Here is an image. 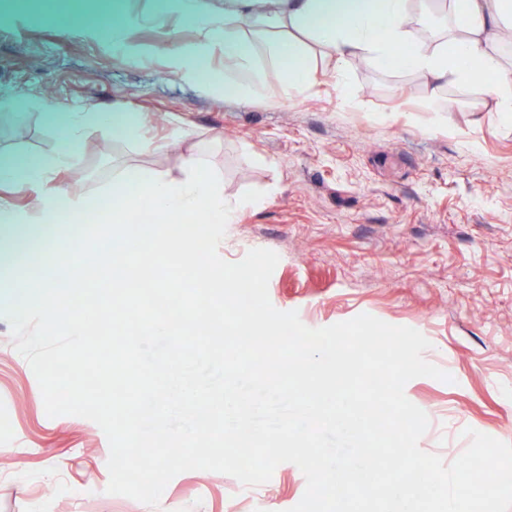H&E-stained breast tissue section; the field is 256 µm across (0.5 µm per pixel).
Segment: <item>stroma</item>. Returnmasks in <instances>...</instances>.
Wrapping results in <instances>:
<instances>
[{
	"mask_svg": "<svg viewBox=\"0 0 512 512\" xmlns=\"http://www.w3.org/2000/svg\"><path fill=\"white\" fill-rule=\"evenodd\" d=\"M158 3L0 0V163L22 168L55 150L46 100L122 105L157 151H140L115 123L88 131L56 175L66 193L99 197L118 174L175 175L184 156L201 155L225 197L255 201L218 253L236 262L253 248L275 251V308L313 329L366 313L430 341L423 357L448 380L418 377L404 389L429 418L423 451L452 463L470 443L467 428L512 444V117L483 94L485 75L443 87L433 112L419 73L365 56L339 73L319 57L306 95L285 105L272 78L261 95L227 98L208 78L171 72L166 27H129L147 57L117 55L80 32ZM51 233L82 240L88 227L33 224L0 238L11 263L0 277V512H289L306 488L292 463L253 487L186 471L154 509L107 493L105 433L85 418L46 415L5 317L31 275L19 256Z\"/></svg>",
	"mask_w": 512,
	"mask_h": 512,
	"instance_id": "35a3bbf8",
	"label": "stroma"
}]
</instances>
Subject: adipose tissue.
Here are the masks:
<instances>
[{
  "label": "adipose tissue",
  "instance_id": "ef3b65f1",
  "mask_svg": "<svg viewBox=\"0 0 512 512\" xmlns=\"http://www.w3.org/2000/svg\"><path fill=\"white\" fill-rule=\"evenodd\" d=\"M170 9L196 31V45L183 47L170 43L165 51L169 66L188 78L208 75L228 97L261 94L268 75H275L284 101L303 98L311 80L310 56L304 43L312 38L327 54L344 66L349 58L366 55L390 67L423 74L428 98L436 100L446 84L468 86L476 72L490 74L483 93L497 111L512 116V81L499 75V61L488 49V42L501 23L512 21V0H439L437 10L449 18L446 40L434 47L421 42L407 19L424 9L423 0H224V12L212 14L203 0H172ZM221 58L224 67L212 71L210 62ZM44 109L56 122L59 134L54 156L25 169L0 164V184L22 180L36 188L45 199L39 213L19 212L0 203V228L18 224H63L70 216L96 206L95 200L66 194L55 184L52 174L67 165L83 143L85 131L103 127L110 113L86 106L45 103ZM180 177L165 174L118 175L112 182V254L101 263L114 277L125 280L129 274L114 262L124 255L126 237L135 236L148 244L156 243L159 224H233L251 202L246 198L227 199L223 179L207 172L202 158L188 154L181 164ZM149 205L154 221L132 224L130 213ZM77 242L60 236L42 238L24 260L41 273L23 288L15 300L18 313L38 312L46 325H55L63 314H74L75 306L63 304L64 288H80L91 280V273L61 282L54 272L69 266ZM183 264L196 273L191 298L180 299L171 309L148 322L153 334H172L171 318L185 321L209 313L213 301L208 293V274L199 260L196 238L177 243Z\"/></svg>",
  "mask_w": 512,
  "mask_h": 512
}]
</instances>
